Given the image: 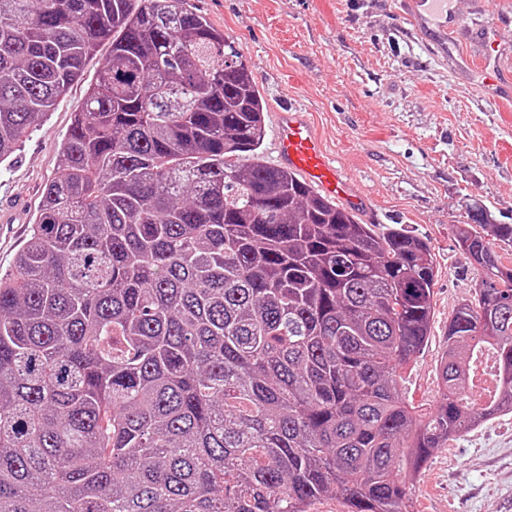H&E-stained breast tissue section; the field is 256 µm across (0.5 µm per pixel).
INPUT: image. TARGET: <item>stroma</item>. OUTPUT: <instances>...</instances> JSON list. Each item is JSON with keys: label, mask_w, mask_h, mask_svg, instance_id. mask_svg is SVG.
Masks as SVG:
<instances>
[{"label": "stroma", "mask_w": 512, "mask_h": 512, "mask_svg": "<svg viewBox=\"0 0 512 512\" xmlns=\"http://www.w3.org/2000/svg\"><path fill=\"white\" fill-rule=\"evenodd\" d=\"M240 46L269 111L306 109L328 155L374 202L372 227L400 226L427 239L436 262L429 341L401 389L422 409L439 398L437 369L448 322L471 299L482 271L455 242L467 209L485 206L512 224V104L478 93L477 73L436 54L398 0H188ZM462 30L498 25L512 68V0H450ZM90 55L81 81L33 129L17 159L0 165V274L13 270L55 175L73 112L109 56ZM413 512H499L512 502V413L435 449L411 486Z\"/></svg>", "instance_id": "obj_1"}]
</instances>
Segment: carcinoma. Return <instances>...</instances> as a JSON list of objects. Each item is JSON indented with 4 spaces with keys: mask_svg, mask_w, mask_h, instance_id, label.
Instances as JSON below:
<instances>
[{
    "mask_svg": "<svg viewBox=\"0 0 512 512\" xmlns=\"http://www.w3.org/2000/svg\"><path fill=\"white\" fill-rule=\"evenodd\" d=\"M105 40L0 276V512H411L398 472L512 409L471 402L485 350L512 395V224L457 229L483 277L424 413L430 245L265 161L244 54L186 0H0V164Z\"/></svg>",
    "mask_w": 512,
    "mask_h": 512,
    "instance_id": "cac0c4a2",
    "label": "carcinoma"
}]
</instances>
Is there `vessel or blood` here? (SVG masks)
<instances>
[{"mask_svg":"<svg viewBox=\"0 0 512 512\" xmlns=\"http://www.w3.org/2000/svg\"><path fill=\"white\" fill-rule=\"evenodd\" d=\"M405 18L423 40L432 42L438 51H445L457 35L458 19L448 7V0H400ZM479 49L476 55L461 54V62L477 58L485 73L479 88L481 95L491 98L512 97V74L497 62V38L494 26H486L473 35ZM272 154L275 165L297 173L325 197L350 211L369 215L373 206L355 182L343 173L324 152L321 140L306 112L298 107L275 114Z\"/></svg>","mask_w":512,"mask_h":512,"instance_id":"1","label":"vessel or blood"}]
</instances>
